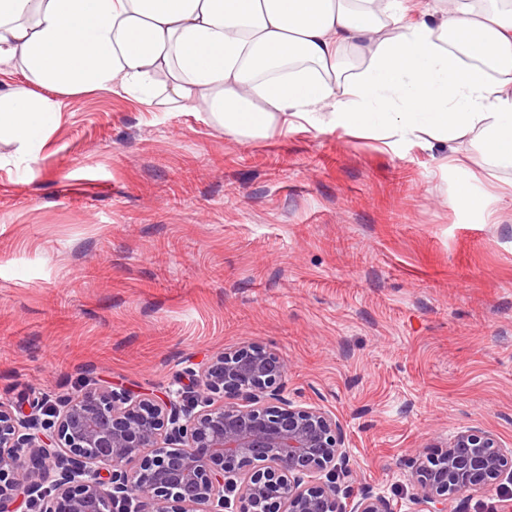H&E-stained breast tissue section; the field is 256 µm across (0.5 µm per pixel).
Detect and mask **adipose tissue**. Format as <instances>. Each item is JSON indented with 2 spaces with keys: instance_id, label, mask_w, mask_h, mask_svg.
<instances>
[{
  "instance_id": "adipose-tissue-1",
  "label": "adipose tissue",
  "mask_w": 512,
  "mask_h": 512,
  "mask_svg": "<svg viewBox=\"0 0 512 512\" xmlns=\"http://www.w3.org/2000/svg\"><path fill=\"white\" fill-rule=\"evenodd\" d=\"M0 0V140L36 160L58 99L94 90L201 105L247 139L328 125L469 141L512 169V0Z\"/></svg>"
}]
</instances>
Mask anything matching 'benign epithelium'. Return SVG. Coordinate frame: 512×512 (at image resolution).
<instances>
[{
	"mask_svg": "<svg viewBox=\"0 0 512 512\" xmlns=\"http://www.w3.org/2000/svg\"><path fill=\"white\" fill-rule=\"evenodd\" d=\"M189 390L80 388L58 406L0 400V512H392L370 485L348 506L355 464L336 414L282 396L288 364L256 344L224 352ZM255 461L267 466L255 471ZM412 512L493 486L512 448L458 432L409 460Z\"/></svg>",
	"mask_w": 512,
	"mask_h": 512,
	"instance_id": "benign-epithelium-1",
	"label": "benign epithelium"
}]
</instances>
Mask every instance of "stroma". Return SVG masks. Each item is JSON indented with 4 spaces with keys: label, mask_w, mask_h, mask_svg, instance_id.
<instances>
[{
    "label": "stroma",
    "mask_w": 512,
    "mask_h": 512,
    "mask_svg": "<svg viewBox=\"0 0 512 512\" xmlns=\"http://www.w3.org/2000/svg\"><path fill=\"white\" fill-rule=\"evenodd\" d=\"M450 151L63 98L35 164L0 142V397L161 396L254 342L287 360L286 399L343 422L353 489L410 512L411 454L469 427L512 448V192L495 224L459 207L485 185ZM448 512H512V471Z\"/></svg>",
    "instance_id": "obj_1"
}]
</instances>
